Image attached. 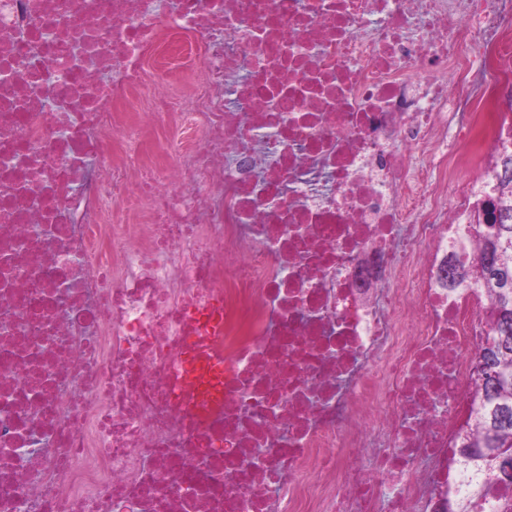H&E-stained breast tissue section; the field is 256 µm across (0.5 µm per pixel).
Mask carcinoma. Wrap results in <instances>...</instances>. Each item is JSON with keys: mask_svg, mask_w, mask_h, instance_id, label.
Listing matches in <instances>:
<instances>
[{"mask_svg": "<svg viewBox=\"0 0 512 512\" xmlns=\"http://www.w3.org/2000/svg\"><path fill=\"white\" fill-rule=\"evenodd\" d=\"M512 165V152L498 156L494 176L501 191L494 198L508 215L501 224H471L467 232L482 238L478 287L493 300L494 321L487 344L477 353L482 362L476 383V419L470 443L460 454L474 461L483 482L461 501L459 512H512V499L497 493L498 481L512 480V174L501 175L502 161Z\"/></svg>", "mask_w": 512, "mask_h": 512, "instance_id": "1", "label": "carcinoma"}]
</instances>
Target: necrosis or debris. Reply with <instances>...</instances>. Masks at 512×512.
Wrapping results in <instances>:
<instances>
[{
	"label": "necrosis or debris",
	"instance_id": "necrosis-or-debris-1",
	"mask_svg": "<svg viewBox=\"0 0 512 512\" xmlns=\"http://www.w3.org/2000/svg\"><path fill=\"white\" fill-rule=\"evenodd\" d=\"M510 84L512 0H0V512H456Z\"/></svg>",
	"mask_w": 512,
	"mask_h": 512
}]
</instances>
